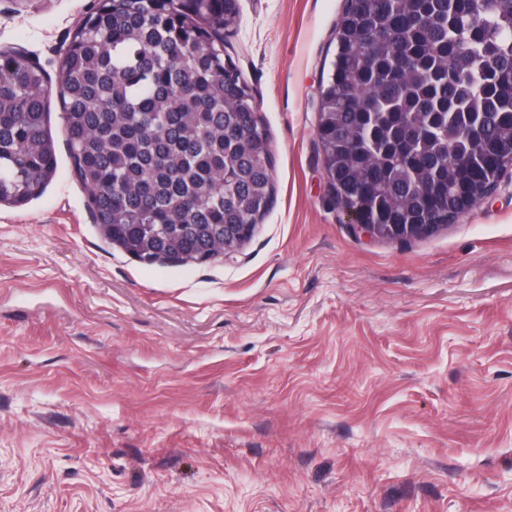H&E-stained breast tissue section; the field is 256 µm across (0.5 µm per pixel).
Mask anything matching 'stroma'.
I'll use <instances>...</instances> for the list:
<instances>
[{
    "label": "stroma",
    "instance_id": "obj_1",
    "mask_svg": "<svg viewBox=\"0 0 512 512\" xmlns=\"http://www.w3.org/2000/svg\"><path fill=\"white\" fill-rule=\"evenodd\" d=\"M275 154L233 260L110 244L57 174L0 206V512H512V171L405 243L355 236L317 151L345 0H239ZM93 0H0L49 85Z\"/></svg>",
    "mask_w": 512,
    "mask_h": 512
}]
</instances>
